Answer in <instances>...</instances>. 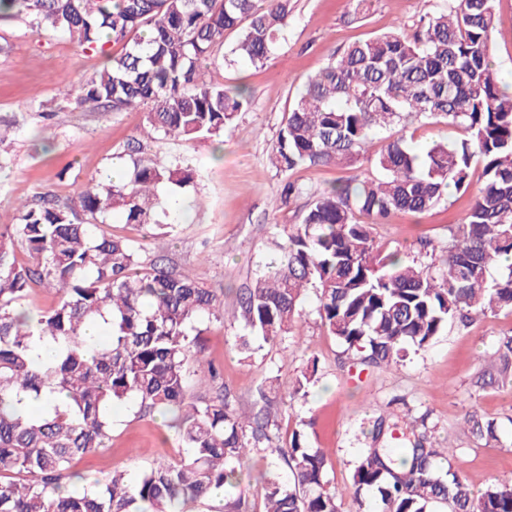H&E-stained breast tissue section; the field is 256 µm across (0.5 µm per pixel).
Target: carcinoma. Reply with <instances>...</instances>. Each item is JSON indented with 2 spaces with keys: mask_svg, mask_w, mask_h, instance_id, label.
Wrapping results in <instances>:
<instances>
[{
  "mask_svg": "<svg viewBox=\"0 0 512 512\" xmlns=\"http://www.w3.org/2000/svg\"><path fill=\"white\" fill-rule=\"evenodd\" d=\"M27 15L32 31L62 30L79 46L103 51L101 37L122 45L109 65L72 97L81 109L146 107L149 135L221 141L247 110L245 87L198 82L216 61L226 33L240 31L232 53L264 64L283 35L292 0H0V17ZM495 0H448L413 35L395 27L348 45L311 75L289 109L270 160L281 172L351 164L373 134L390 132L375 152L379 177L352 176L311 201L286 231L279 259L242 289L231 320L243 323L242 349L274 344L301 320L312 290L326 332L377 366L406 360L448 324L512 311V94L492 64ZM445 124L465 138L433 142L419 155L408 125ZM483 185L458 221L448 225L442 271L375 243L372 225L396 212L422 213L452 186H469L473 159ZM196 172L175 163L140 162L122 182H96L63 205L46 191L17 207V223L0 224V512H185L212 489H238L252 450L282 459L284 483L260 473L263 512H339L328 487V461L294 429L273 442L271 403L256 414L232 406L221 386L201 404L186 402L188 362L214 382L201 330L226 319L224 301L190 273L139 260L140 244L102 230L116 212L124 223L173 237L159 189L179 193ZM24 253L27 259L20 260ZM33 284L58 296L50 309L19 308ZM103 337L88 343L89 324ZM317 365L292 377L289 397L306 395ZM512 384V336L473 386ZM139 416L173 414L185 455L134 475L115 471L82 489L63 491L70 468L112 437V408ZM471 435L493 446L497 421L469 412ZM386 418L374 425L352 475L353 493L376 498V512H512V479L473 493L456 471L439 473L446 455L409 426L407 445L390 448Z\"/></svg>",
  "mask_w": 512,
  "mask_h": 512,
  "instance_id": "obj_1",
  "label": "carcinoma"
}]
</instances>
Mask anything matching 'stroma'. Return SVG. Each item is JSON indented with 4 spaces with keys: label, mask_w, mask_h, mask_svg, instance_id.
Masks as SVG:
<instances>
[{
    "label": "stroma",
    "mask_w": 512,
    "mask_h": 512,
    "mask_svg": "<svg viewBox=\"0 0 512 512\" xmlns=\"http://www.w3.org/2000/svg\"><path fill=\"white\" fill-rule=\"evenodd\" d=\"M448 0H373L371 10L354 17V0H294L283 37L264 66L235 60L217 69L201 68L202 80L225 86L247 85L250 108L224 130V143L206 139L170 140L143 136L144 111L106 108L85 112L62 105L61 90L74 89L102 69L104 55L74 44L61 31L31 32L26 16L0 20V224L16 221L19 201L52 191L67 202L93 179L113 168L130 171L136 160L179 161L197 172L185 196L189 206L169 246L157 248L141 229L112 217L106 232L138 240L144 265L189 269L205 287L217 290L226 308L255 271L278 257L283 229L300 223L313 194L353 175L376 176L371 156L351 165L302 167L282 174L268 155L289 106L307 77L349 43L398 27L413 33L422 16L442 10ZM493 61L500 76L512 75V0H496ZM300 195L273 207L286 181ZM471 193L449 191L448 199L422 214L397 213L376 225L374 236L385 250L401 249L430 267L440 268L439 251L448 244V226L468 207ZM434 249L420 253L418 242ZM315 294L302 305V321L283 344L245 351L235 338L239 327L203 323L207 360L222 372V382L240 408L258 402L260 388L275 378H292L310 363L318 370L306 398L274 397L286 413L272 437L301 428L309 443L328 460L327 479L339 495V512H373L369 499L357 498L352 475L363 448L372 442L377 417L409 423L424 421L429 435L448 449L453 469L478 490L512 475V388L474 389L473 377L499 338L512 335V313L499 312L462 327L451 323L425 348L410 352L403 366L388 369L360 361L327 334ZM478 411L500 426L497 447L471 436L465 415ZM183 447L162 418L139 417L117 408L112 439L76 462V471L96 477L119 470L136 473L157 461L176 462Z\"/></svg>",
    "instance_id": "stroma-1"
}]
</instances>
